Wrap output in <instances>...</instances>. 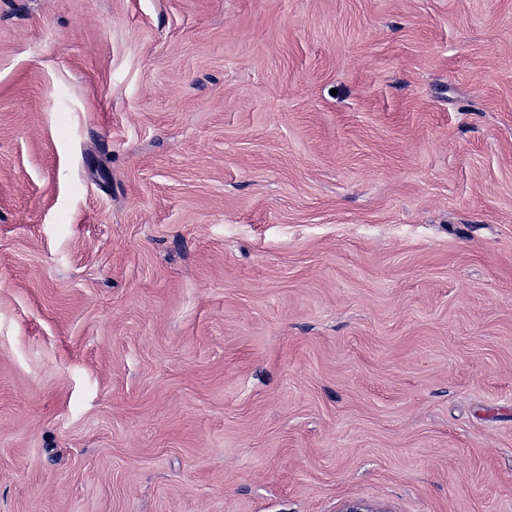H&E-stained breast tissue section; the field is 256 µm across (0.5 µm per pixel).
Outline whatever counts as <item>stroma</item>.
<instances>
[{"mask_svg": "<svg viewBox=\"0 0 512 512\" xmlns=\"http://www.w3.org/2000/svg\"><path fill=\"white\" fill-rule=\"evenodd\" d=\"M512 512V0H0V512Z\"/></svg>", "mask_w": 512, "mask_h": 512, "instance_id": "obj_1", "label": "stroma"}]
</instances>
